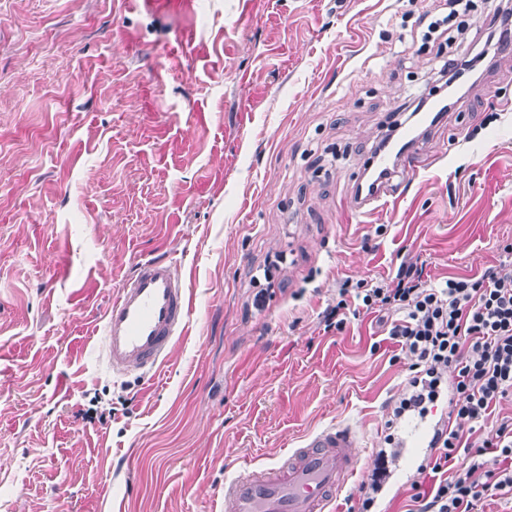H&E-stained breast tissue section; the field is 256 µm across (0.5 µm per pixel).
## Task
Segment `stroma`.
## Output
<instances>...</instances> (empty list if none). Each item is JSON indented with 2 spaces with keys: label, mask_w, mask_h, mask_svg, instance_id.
Masks as SVG:
<instances>
[{
  "label": "stroma",
  "mask_w": 512,
  "mask_h": 512,
  "mask_svg": "<svg viewBox=\"0 0 512 512\" xmlns=\"http://www.w3.org/2000/svg\"><path fill=\"white\" fill-rule=\"evenodd\" d=\"M431 0H0V512H224V478L348 423L360 453L411 375L375 313L324 332L344 278L512 259V47L420 139L397 207L363 162L427 96ZM288 257L278 288L263 267ZM192 302L161 373L101 327L136 263Z\"/></svg>",
  "instance_id": "stroma-1"
}]
</instances>
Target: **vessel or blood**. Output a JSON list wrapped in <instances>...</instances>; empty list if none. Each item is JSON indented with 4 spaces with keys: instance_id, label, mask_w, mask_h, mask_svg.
Here are the masks:
<instances>
[{
    "instance_id": "vessel-or-blood-1",
    "label": "vessel or blood",
    "mask_w": 512,
    "mask_h": 512,
    "mask_svg": "<svg viewBox=\"0 0 512 512\" xmlns=\"http://www.w3.org/2000/svg\"><path fill=\"white\" fill-rule=\"evenodd\" d=\"M419 127H406L401 142L375 152L382 171L373 184H360L356 211L366 213L398 201L404 174L422 164ZM191 313L186 281L177 259H141L103 315L101 352L122 372L157 371L183 334ZM362 438L350 424H330L303 438L287 460L265 468H242L224 480V512H330V505L358 473Z\"/></svg>"
}]
</instances>
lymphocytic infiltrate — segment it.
<instances>
[{"instance_id": "lymphocytic-infiltrate-1", "label": "lymphocytic infiltrate", "mask_w": 512, "mask_h": 512, "mask_svg": "<svg viewBox=\"0 0 512 512\" xmlns=\"http://www.w3.org/2000/svg\"><path fill=\"white\" fill-rule=\"evenodd\" d=\"M354 299L366 312L393 314L388 336L414 371L393 421L450 396L454 423L434 433L436 458L410 482L420 512H477L484 498L512 496V421H502L491 438L464 434L512 395V264L438 287L414 263L400 265L387 281L341 283L338 301L324 312L325 330L343 331ZM451 461L457 470L448 477L443 466Z\"/></svg>"}]
</instances>
